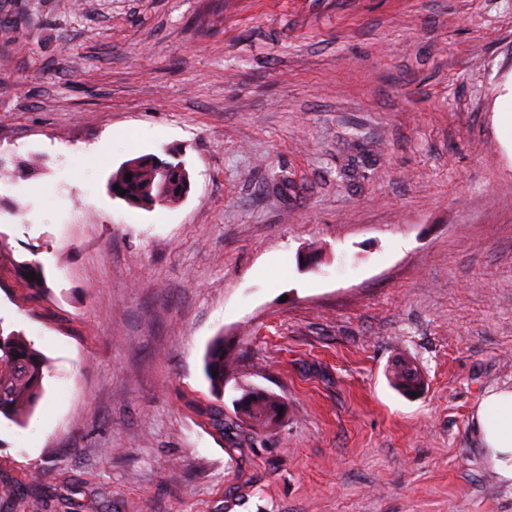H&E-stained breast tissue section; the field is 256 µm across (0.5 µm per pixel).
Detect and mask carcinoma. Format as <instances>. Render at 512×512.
Segmentation results:
<instances>
[{
	"label": "carcinoma",
	"mask_w": 512,
	"mask_h": 512,
	"mask_svg": "<svg viewBox=\"0 0 512 512\" xmlns=\"http://www.w3.org/2000/svg\"><path fill=\"white\" fill-rule=\"evenodd\" d=\"M132 174L126 181V174ZM126 190L122 199L147 207L158 201L175 203L188 192L190 181L185 166L177 161L141 156L128 161L112 174L110 186ZM35 272L30 276L29 272ZM19 282L30 292V298L39 302L46 285L42 264L37 259L23 262L17 270ZM233 363L224 354V337L215 339L208 347L205 375L216 404L199 405L196 413L211 430L224 433V376L231 372ZM217 376H212V373ZM50 376L47 358L34 346L14 332H5L0 326V418L19 423L31 413L45 396L44 381ZM392 380L406 393L415 392L421 385L417 371L398 365ZM284 404L274 395L260 389L243 391L235 400L236 419L251 427L270 430L281 422L280 408Z\"/></svg>",
	"instance_id": "1"
}]
</instances>
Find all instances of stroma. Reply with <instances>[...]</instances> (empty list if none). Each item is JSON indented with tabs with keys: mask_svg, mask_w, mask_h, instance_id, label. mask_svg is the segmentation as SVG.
Listing matches in <instances>:
<instances>
[{
	"mask_svg": "<svg viewBox=\"0 0 512 512\" xmlns=\"http://www.w3.org/2000/svg\"><path fill=\"white\" fill-rule=\"evenodd\" d=\"M510 80L512 0H0V325L52 367L0 512H512L471 420L512 389ZM171 151L182 200L109 193ZM34 271L36 279H32L29 272ZM19 282L23 284L30 292V298L36 303H39L41 293L44 291L46 285V278L42 264L37 259H32L23 262L17 270ZM233 362L224 354V339L219 337L215 339L208 347L205 358V375L209 382L210 392L216 401H221L224 397V376L233 371ZM217 372V377L212 373ZM234 402L236 419L251 428L270 430L281 422L284 410L282 416H279V410L284 409V404L264 390H243L242 395ZM196 413L203 419V423L217 433L224 431V405L206 404L196 407Z\"/></svg>",
	"mask_w": 512,
	"mask_h": 512,
	"instance_id": "35a3bbf8",
	"label": "stroma"
}]
</instances>
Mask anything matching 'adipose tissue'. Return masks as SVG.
<instances>
[{"label": "adipose tissue", "instance_id": "adipose-tissue-1", "mask_svg": "<svg viewBox=\"0 0 512 512\" xmlns=\"http://www.w3.org/2000/svg\"><path fill=\"white\" fill-rule=\"evenodd\" d=\"M473 420L490 464L503 480L512 481V389L486 394Z\"/></svg>", "mask_w": 512, "mask_h": 512}]
</instances>
